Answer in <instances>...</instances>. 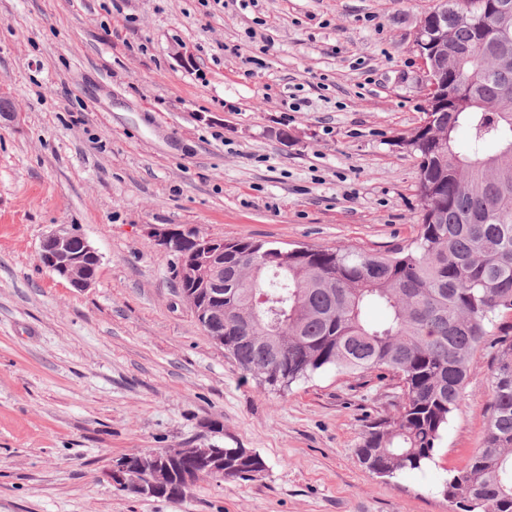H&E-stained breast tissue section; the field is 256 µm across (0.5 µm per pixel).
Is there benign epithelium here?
<instances>
[{
  "instance_id": "7a95c632",
  "label": "benign epithelium",
  "mask_w": 512,
  "mask_h": 512,
  "mask_svg": "<svg viewBox=\"0 0 512 512\" xmlns=\"http://www.w3.org/2000/svg\"><path fill=\"white\" fill-rule=\"evenodd\" d=\"M432 27L423 22L416 36L415 47L427 82L428 112H445L464 103L465 91L448 77V55L443 44L431 36ZM163 251L178 255L176 278L190 284L196 291L185 295L196 318L206 326L210 338L224 345V333L231 329L224 324V251L228 242L221 238L205 237L195 232L177 230L160 234ZM39 259L44 267L76 289L88 287L95 279L100 256L76 225H59L40 244ZM187 457L195 464L180 471L183 485L189 487L204 474L222 479L224 449L171 448L161 458L156 454L121 455L112 460L105 476L116 488L138 497H163L174 493L169 484L172 466Z\"/></svg>"
}]
</instances>
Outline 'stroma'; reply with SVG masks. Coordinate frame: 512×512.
Here are the masks:
<instances>
[{"label":"stroma","instance_id":"obj_1","mask_svg":"<svg viewBox=\"0 0 512 512\" xmlns=\"http://www.w3.org/2000/svg\"><path fill=\"white\" fill-rule=\"evenodd\" d=\"M435 0H0V512H458L496 351L421 469L356 449L402 400L333 368L274 391L204 332L162 231L388 255L417 235L424 119L414 48ZM269 40L266 53L245 32ZM101 257L77 290L39 261L56 225ZM248 448L251 480L139 498L113 457Z\"/></svg>","mask_w":512,"mask_h":512}]
</instances>
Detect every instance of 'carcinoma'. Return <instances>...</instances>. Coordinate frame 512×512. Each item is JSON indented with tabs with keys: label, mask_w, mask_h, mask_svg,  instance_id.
<instances>
[{
	"label": "carcinoma",
	"mask_w": 512,
	"mask_h": 512,
	"mask_svg": "<svg viewBox=\"0 0 512 512\" xmlns=\"http://www.w3.org/2000/svg\"><path fill=\"white\" fill-rule=\"evenodd\" d=\"M448 41V68L470 90L455 112H435L448 140L414 150L419 158V234L394 256L349 249L281 253L254 266L244 251L224 253V310L240 325L226 337L240 369L273 390L334 367L387 370L400 378L395 416L368 427L356 456L378 449L388 478L422 468L461 400L471 356L512 313V42L492 40L499 18L481 0H438L433 8ZM463 151L454 146L459 127ZM493 144L496 151L485 152ZM267 302L253 309L251 297ZM386 310L373 323L367 310ZM490 415L483 448L448 478L450 501L465 496L474 512H512V325L499 328ZM265 470L258 454L236 478Z\"/></svg>",
	"instance_id": "obj_1"
}]
</instances>
